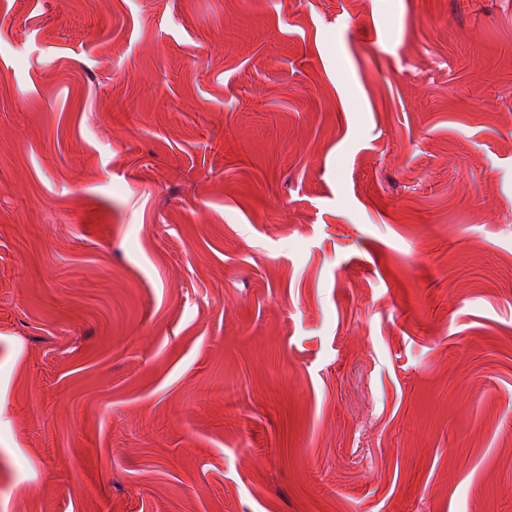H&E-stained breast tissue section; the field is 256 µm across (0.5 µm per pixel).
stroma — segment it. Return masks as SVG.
<instances>
[{
  "label": "stroma",
  "mask_w": 512,
  "mask_h": 512,
  "mask_svg": "<svg viewBox=\"0 0 512 512\" xmlns=\"http://www.w3.org/2000/svg\"><path fill=\"white\" fill-rule=\"evenodd\" d=\"M0 512H512V0H0Z\"/></svg>",
  "instance_id": "obj_1"
}]
</instances>
